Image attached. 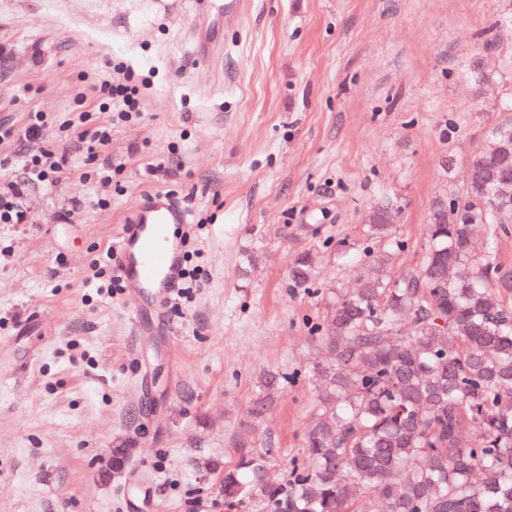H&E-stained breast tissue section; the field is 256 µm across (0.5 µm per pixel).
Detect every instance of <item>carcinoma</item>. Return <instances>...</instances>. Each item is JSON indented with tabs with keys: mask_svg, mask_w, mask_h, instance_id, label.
Masks as SVG:
<instances>
[{
	"mask_svg": "<svg viewBox=\"0 0 512 512\" xmlns=\"http://www.w3.org/2000/svg\"><path fill=\"white\" fill-rule=\"evenodd\" d=\"M385 207L369 218L358 287L334 288L316 340L329 360L301 458L278 483L264 452L224 471V503L256 512H512V270L492 248L475 251L470 227L490 238L512 224V120L493 127L468 179L433 201L422 258L396 277L408 248ZM312 251L290 267L312 284Z\"/></svg>",
	"mask_w": 512,
	"mask_h": 512,
	"instance_id": "cac0c4a2",
	"label": "carcinoma"
}]
</instances>
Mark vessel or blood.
Here are the masks:
<instances>
[{
    "label": "vessel or blood",
    "mask_w": 512,
    "mask_h": 512,
    "mask_svg": "<svg viewBox=\"0 0 512 512\" xmlns=\"http://www.w3.org/2000/svg\"><path fill=\"white\" fill-rule=\"evenodd\" d=\"M251 7V0H205L206 16L227 25L239 23ZM185 221L182 210L156 193L148 196L133 222L121 232L116 258L128 287L142 293L147 306L162 307L158 291H170L180 279L178 248L172 243L169 227Z\"/></svg>",
    "instance_id": "vessel-or-blood-1"
}]
</instances>
